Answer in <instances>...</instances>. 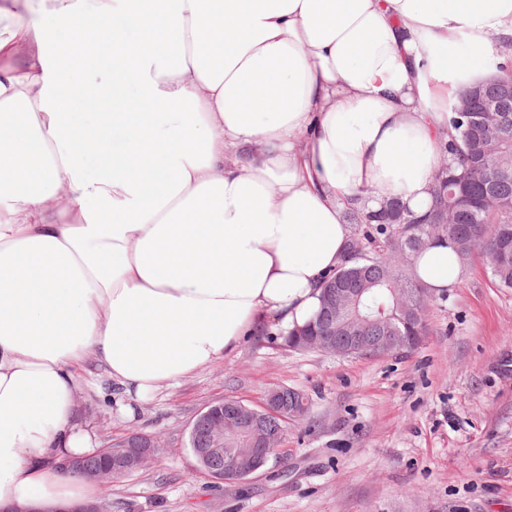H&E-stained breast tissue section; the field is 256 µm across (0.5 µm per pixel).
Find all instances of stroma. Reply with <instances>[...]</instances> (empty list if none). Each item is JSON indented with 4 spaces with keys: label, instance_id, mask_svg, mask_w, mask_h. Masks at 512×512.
<instances>
[{
    "label": "stroma",
    "instance_id": "1",
    "mask_svg": "<svg viewBox=\"0 0 512 512\" xmlns=\"http://www.w3.org/2000/svg\"><path fill=\"white\" fill-rule=\"evenodd\" d=\"M83 373L78 417L105 446L133 431L159 441L113 483L112 512H512V288L474 257L456 288L432 294L409 352L339 356L285 347L266 323L224 359L161 387L134 419ZM284 386L310 401L290 423L284 464L215 487L188 447L207 405H259Z\"/></svg>",
    "mask_w": 512,
    "mask_h": 512
}]
</instances>
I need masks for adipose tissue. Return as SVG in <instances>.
<instances>
[{"mask_svg":"<svg viewBox=\"0 0 512 512\" xmlns=\"http://www.w3.org/2000/svg\"><path fill=\"white\" fill-rule=\"evenodd\" d=\"M37 6L0 0L3 506L90 496L56 466L93 450L87 364L130 417L263 318L310 321L349 207L430 203L448 89L512 38V0ZM414 273L439 293L464 270L442 239Z\"/></svg>","mask_w":512,"mask_h":512,"instance_id":"ef3b65f1","label":"adipose tissue"}]
</instances>
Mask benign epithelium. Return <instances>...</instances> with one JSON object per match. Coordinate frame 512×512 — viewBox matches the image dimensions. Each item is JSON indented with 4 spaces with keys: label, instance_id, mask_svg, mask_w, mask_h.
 Returning <instances> with one entry per match:
<instances>
[{
    "label": "benign epithelium",
    "instance_id": "1",
    "mask_svg": "<svg viewBox=\"0 0 512 512\" xmlns=\"http://www.w3.org/2000/svg\"><path fill=\"white\" fill-rule=\"evenodd\" d=\"M454 112L473 122V113L483 112L492 117L501 116L503 112H512V84H501L497 94L484 95V85L464 88L455 101ZM355 289L338 288L331 292L324 320L329 328L337 332L333 343H320V346L344 355H360L371 351L384 356L393 350L406 346L399 336H365L361 327L348 321L349 304ZM274 416L289 422L294 416V404L281 388L269 390L266 399L258 408L249 407L238 400L229 403L210 404L200 411L190 427L191 451L199 468L218 485L225 482L224 470L213 467V461L227 456L232 459L240 475L245 479L260 470L266 463H281L278 449L282 434L269 430L266 418ZM204 424L206 439L196 440L195 431L198 424ZM234 423L247 434V451L241 454L237 448H224V425ZM160 448L159 441L153 435L142 432H130L124 437L109 442L99 450L103 463L99 469L83 472L86 481H93L103 487L121 479L132 471H140L152 460ZM0 512H105L104 503L95 498L72 503L15 504L3 508Z\"/></svg>",
    "mask_w": 512,
    "mask_h": 512
}]
</instances>
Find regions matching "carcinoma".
<instances>
[{"mask_svg": "<svg viewBox=\"0 0 512 512\" xmlns=\"http://www.w3.org/2000/svg\"><path fill=\"white\" fill-rule=\"evenodd\" d=\"M497 61L488 71L512 83V42L496 41ZM438 164L431 202L434 209L416 212L397 202L387 209L351 208L348 222L362 231L364 251L349 244L346 260L324 283L323 290L358 279L363 292L358 311L365 332L374 336L392 323L401 336H422L425 321H390L400 298L398 288H419L413 263L401 265V252L416 256L433 240L451 241L461 264L476 254L485 257L504 288H512V128L489 127L481 142L466 122L448 112V128L434 144ZM327 336L318 320L283 337L284 345L301 350Z\"/></svg>", "mask_w": 512, "mask_h": 512, "instance_id": "1", "label": "carcinoma"}]
</instances>
